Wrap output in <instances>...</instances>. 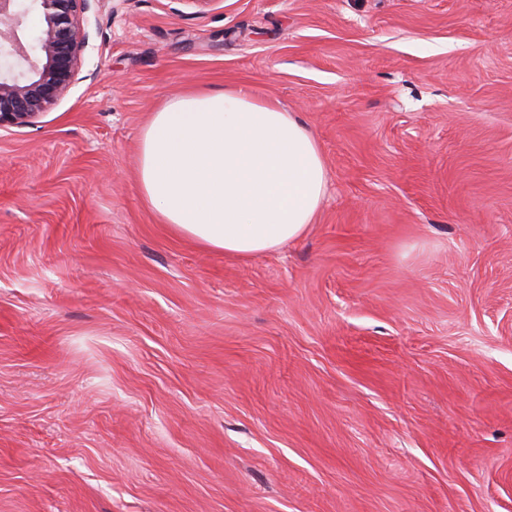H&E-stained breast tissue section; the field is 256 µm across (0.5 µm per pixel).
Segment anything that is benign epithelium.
<instances>
[{"instance_id":"1","label":"benign epithelium","mask_w":512,"mask_h":512,"mask_svg":"<svg viewBox=\"0 0 512 512\" xmlns=\"http://www.w3.org/2000/svg\"><path fill=\"white\" fill-rule=\"evenodd\" d=\"M94 1L102 2L34 0V10L20 0H0V70L12 68L10 57L24 53L17 31L33 14L40 52L35 60L25 58L27 72L0 77V128L31 123L75 84L90 45L86 13Z\"/></svg>"}]
</instances>
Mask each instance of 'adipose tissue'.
<instances>
[{
	"mask_svg": "<svg viewBox=\"0 0 512 512\" xmlns=\"http://www.w3.org/2000/svg\"><path fill=\"white\" fill-rule=\"evenodd\" d=\"M137 183L174 234L246 261L306 235L328 171L296 115L220 89L186 92L152 113L139 139Z\"/></svg>",
	"mask_w": 512,
	"mask_h": 512,
	"instance_id": "adipose-tissue-1",
	"label": "adipose tissue"
}]
</instances>
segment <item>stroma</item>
I'll return each instance as SVG.
<instances>
[{"label":"stroma","instance_id":"35a3bbf8","mask_svg":"<svg viewBox=\"0 0 512 512\" xmlns=\"http://www.w3.org/2000/svg\"><path fill=\"white\" fill-rule=\"evenodd\" d=\"M0 129V512H512V0H104ZM296 113L327 196L239 262L135 177L151 112Z\"/></svg>","mask_w":512,"mask_h":512}]
</instances>
